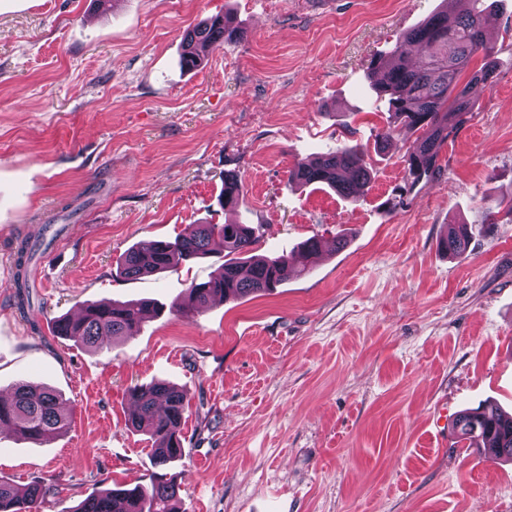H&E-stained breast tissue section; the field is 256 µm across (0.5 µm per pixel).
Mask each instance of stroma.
Returning <instances> with one entry per match:
<instances>
[{"mask_svg": "<svg viewBox=\"0 0 512 512\" xmlns=\"http://www.w3.org/2000/svg\"><path fill=\"white\" fill-rule=\"evenodd\" d=\"M0 0V392L55 389L70 426L32 443L0 432V475L56 488L40 512L148 483L146 435L128 391L184 390L180 512H512V462L466 447L459 411L512 414V0L486 21L493 73L439 171L408 186L403 152L371 156L369 189L346 198L288 172L351 142L372 148L388 106L372 67L446 0ZM228 16L238 38L204 65L183 35ZM243 184L236 208L217 198ZM256 228V251L317 237L308 275L269 294L162 313L99 348L53 335L88 302L171 304L224 263L223 250L137 280L123 255L194 224ZM467 225L466 252L439 241ZM64 232L15 299L16 246ZM349 242L337 248L336 236Z\"/></svg>", "mask_w": 512, "mask_h": 512, "instance_id": "35a3bbf8", "label": "stroma"}]
</instances>
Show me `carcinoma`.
<instances>
[{
  "mask_svg": "<svg viewBox=\"0 0 512 512\" xmlns=\"http://www.w3.org/2000/svg\"><path fill=\"white\" fill-rule=\"evenodd\" d=\"M452 12L441 11L397 40L386 59L370 73L372 89L386 98L392 124L377 134V149L383 151L398 138L399 128L419 132L404 154L403 161L414 186L437 167L442 146L462 115L470 110V85L485 82L490 66L474 71L465 85H460L474 59L494 54L484 35L487 0H454ZM237 35L222 15L211 16L186 31L183 37L181 65L194 70L203 63L200 49ZM367 152L357 145H343L333 151L298 165L289 181L300 185H327L343 196H351L371 180ZM242 182L234 173L224 174L221 205L238 203ZM220 242L231 258L221 272L188 288L182 301L171 311H200L212 301L237 300L251 294L271 292L288 280L309 272L308 259L317 254L321 242L308 238L291 255L255 256L256 229L249 224H197L187 234L173 240H142L125 254L117 275L126 279L162 272L182 261L211 253ZM470 236L464 224H449L441 248L457 254L468 248ZM36 250L23 239L17 247V277L14 288L19 309L30 304L26 278L28 265ZM160 312L151 301L94 302L83 306L72 318H55L52 329L78 345L99 347L104 342L137 333L145 319ZM128 425L149 435L153 465L150 485L107 488L93 493L68 512H178V485L175 477L164 472L184 455L181 424L188 407L183 390L165 382L135 386L129 390ZM69 417L59 396L48 387L22 382L10 393L0 395V428L11 429L21 437L40 442L67 429ZM461 439L469 447L483 449L496 459L512 461V415L493 407L465 409L455 422ZM50 493L41 481L19 490L0 476V512H38Z\"/></svg>",
  "mask_w": 512,
  "mask_h": 512,
  "instance_id": "1",
  "label": "carcinoma"
}]
</instances>
